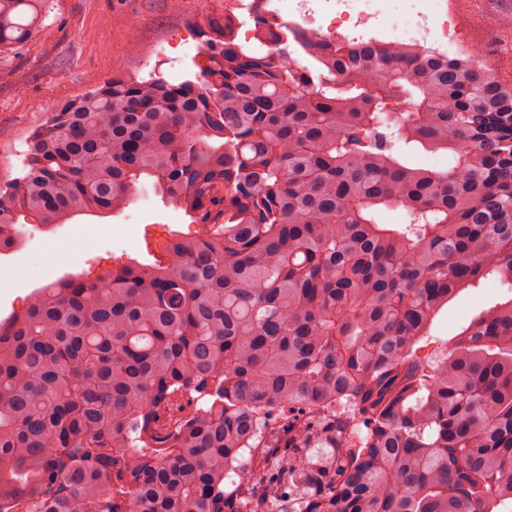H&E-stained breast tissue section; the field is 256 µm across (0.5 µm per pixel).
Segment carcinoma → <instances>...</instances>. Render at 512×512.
Wrapping results in <instances>:
<instances>
[{
	"label": "carcinoma",
	"mask_w": 512,
	"mask_h": 512,
	"mask_svg": "<svg viewBox=\"0 0 512 512\" xmlns=\"http://www.w3.org/2000/svg\"><path fill=\"white\" fill-rule=\"evenodd\" d=\"M43 2L0 0V49ZM267 4L250 46L227 15L202 31L195 81L114 76L49 108L0 182V254L19 224L121 212L142 180L196 226L162 262L67 275L0 320V512H243L225 462L275 409L264 512L512 502V298L445 355L421 345L461 289L512 288V86ZM414 147L448 168L411 166ZM392 208L403 223H381Z\"/></svg>",
	"instance_id": "1"
}]
</instances>
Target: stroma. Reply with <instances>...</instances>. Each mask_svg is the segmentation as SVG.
Returning a JSON list of instances; mask_svg holds the SVG:
<instances>
[{"label": "stroma", "instance_id": "35a3bbf8", "mask_svg": "<svg viewBox=\"0 0 512 512\" xmlns=\"http://www.w3.org/2000/svg\"><path fill=\"white\" fill-rule=\"evenodd\" d=\"M224 0H49L34 39L0 51V181L16 176L29 136L41 128L46 109L80 96L115 76L145 79L158 73L173 82L194 78L202 62L201 32ZM456 20L488 51L496 77L512 85V0H458ZM164 46L167 61L144 66L143 58ZM83 220L59 226L28 224L21 250L0 257V269H30L28 278L0 283V318L21 309L36 289L72 273H99L130 260L155 261L143 248L194 227L175 203L140 183L120 214L100 219L94 232ZM488 282L462 291L435 318L429 352H445L446 340L482 310L505 298Z\"/></svg>", "mask_w": 512, "mask_h": 512}]
</instances>
